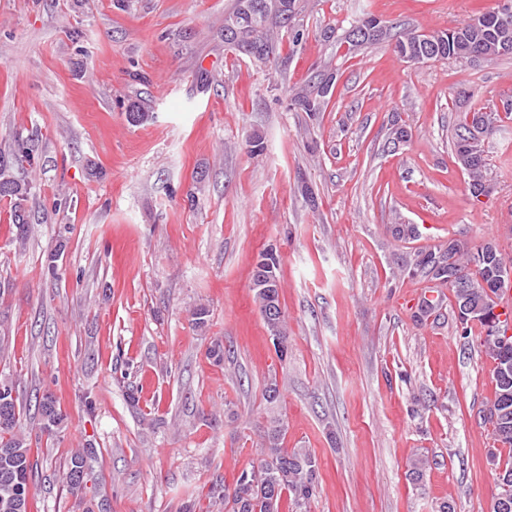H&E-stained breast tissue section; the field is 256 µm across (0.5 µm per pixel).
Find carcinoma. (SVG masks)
Returning a JSON list of instances; mask_svg holds the SVG:
<instances>
[{
	"mask_svg": "<svg viewBox=\"0 0 512 512\" xmlns=\"http://www.w3.org/2000/svg\"><path fill=\"white\" fill-rule=\"evenodd\" d=\"M285 6L283 13L263 10L253 15L243 11L245 0H238L236 9L227 18V23L238 24L253 34L252 51L254 61L268 65L274 63L270 54L274 46L270 45L268 37L269 26H288L294 20L303 5L299 0H280ZM497 11H479L472 14L468 20L452 28L433 34H422L416 31L399 34L396 38V52H401L403 46L432 39L437 42L431 59L455 60H493L512 55V48L500 47L504 33L496 24ZM290 27V26H288ZM292 43L298 44L304 39V31L294 26L290 27ZM376 44L371 39L354 41L349 37V30L336 36V49L346 48L347 52L368 48ZM338 69L327 63L314 76L312 85L296 92L290 106L298 112L317 114L327 111L337 83ZM485 112L480 109L474 112H463L460 115L453 141L456 163L464 170L469 178V189L472 197H479L487 182V172L490 167L485 150V143L498 130V124L503 119L512 117V104L506 103L503 113H495L496 124L485 131L480 138L471 135L470 125L475 117ZM34 149L32 140H16L6 148H0V198L13 201L12 224L15 227V240L25 243L28 236L29 215L24 208V202L31 196V184L26 177L19 173L23 163L33 165ZM479 251H474L456 240L448 241V248L443 252L420 250L408 267V274L431 277L452 289L458 310V320L461 335L470 336L473 326H480L483 345L495 361L507 358L512 362V347L501 348L489 340L491 333L489 325L470 309L486 307L491 301L489 291L484 285L494 284L497 277V264L503 254L497 252L486 259L478 258ZM256 264L270 267L272 287L255 288L254 301L259 310H264L269 303L280 304L279 269L281 256L277 250L268 248L262 251ZM453 270L463 274L476 287L464 294L455 284L448 281L446 271ZM279 319L274 323H266L275 353L280 361L288 358V328L283 311H278ZM494 383V399L490 407L498 415L497 424L492 426L495 441L512 443V368L506 372L498 369L492 372ZM282 390L277 378L272 377L266 383L263 399L268 405L280 402ZM41 433L52 436L60 430L64 415L57 409L56 401L51 396L43 397L40 403ZM285 432L279 419L271 420V427L266 435V450L258 464L244 469L237 476L233 485L212 484L209 494L224 501V506L230 512H309V505L316 495L317 485L313 475L318 472V460L307 448H284ZM79 475L87 478L83 458L76 456L71 460L66 474V483L70 493L77 494L79 490L73 486L72 479ZM33 481V465L29 460V449L15 437L14 430L8 435H0V512H18L16 505L29 499L30 486ZM499 493L494 502L493 512H503L501 501L512 504V462H507L498 476Z\"/></svg>",
	"mask_w": 512,
	"mask_h": 512,
	"instance_id": "carcinoma-1",
	"label": "carcinoma"
}]
</instances>
